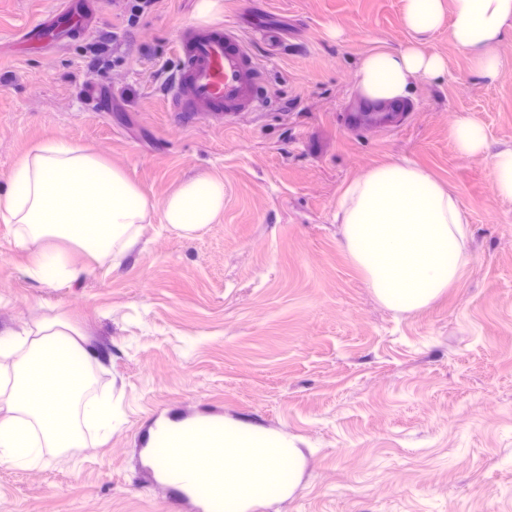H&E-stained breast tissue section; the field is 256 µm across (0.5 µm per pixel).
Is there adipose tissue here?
Returning <instances> with one entry per match:
<instances>
[{"instance_id":"obj_1","label":"adipose tissue","mask_w":512,"mask_h":512,"mask_svg":"<svg viewBox=\"0 0 512 512\" xmlns=\"http://www.w3.org/2000/svg\"><path fill=\"white\" fill-rule=\"evenodd\" d=\"M402 20L410 34L405 47H377L361 56L355 89L383 105L410 100L418 80L437 82L444 59L428 51L426 38L447 26L448 40L464 52L472 70L493 83L505 73L498 46L512 30V0H404ZM449 136L463 156L487 153L495 195L512 200V143L489 151L484 126L458 117ZM153 208L148 197L120 169L90 148L49 142L31 148L0 190V221L9 224L15 246L31 251L27 275L53 287L87 273L67 264L77 251L118 268L132 242L133 225ZM224 210V183L204 174L181 183L163 202L161 221L190 232L214 223ZM345 247L376 298L399 313L417 312L453 287L469 263V214L457 192L426 169L396 160L364 171L346 184L336 207ZM0 359L13 376L0 385V464H34L45 452L78 460L87 444L81 422L94 407L87 401L91 380L67 386L69 361L79 369L100 362L99 349L68 320L43 318L22 330L0 329ZM224 459L254 470L247 491L265 493L282 481L280 460L296 468V451L238 423L224 426Z\"/></svg>"}]
</instances>
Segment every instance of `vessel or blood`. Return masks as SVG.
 <instances>
[{
    "instance_id": "obj_1",
    "label": "vessel or blood",
    "mask_w": 512,
    "mask_h": 512,
    "mask_svg": "<svg viewBox=\"0 0 512 512\" xmlns=\"http://www.w3.org/2000/svg\"><path fill=\"white\" fill-rule=\"evenodd\" d=\"M97 22L93 0H59L40 21L19 30L18 43L37 49L57 44ZM175 82L166 109L181 125L208 117L232 120L260 110L266 97L268 63L235 26L183 31L177 41ZM223 420L198 417L161 428L140 464L150 479L168 489L177 505L191 512H224Z\"/></svg>"
}]
</instances>
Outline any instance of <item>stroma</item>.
I'll use <instances>...</instances> for the list:
<instances>
[{
  "label": "stroma",
  "mask_w": 512,
  "mask_h": 512,
  "mask_svg": "<svg viewBox=\"0 0 512 512\" xmlns=\"http://www.w3.org/2000/svg\"><path fill=\"white\" fill-rule=\"evenodd\" d=\"M196 2L135 15L100 0L94 29L35 50L12 34L54 0H0V188L40 142L92 148L158 205L188 178L224 181L218 222L183 234L152 214L118 269L59 288L26 275L30 253L0 223V325L68 318L102 350L94 394L112 398L111 429L88 433L78 461L0 464V512H175L137 452L155 424L202 415L299 453L292 492L265 512H512V201L486 156L448 137L467 115L490 149L512 143V70L480 80L440 29L428 48L445 77L417 83L398 122L353 127L360 57L410 39L402 0H224V19L268 37L267 99L185 128L163 91ZM402 159L470 217L464 276L416 314L375 297L335 218L344 184Z\"/></svg>",
  "instance_id": "1"
}]
</instances>
